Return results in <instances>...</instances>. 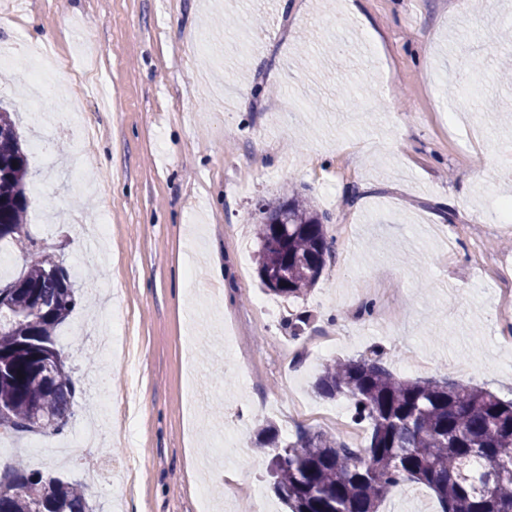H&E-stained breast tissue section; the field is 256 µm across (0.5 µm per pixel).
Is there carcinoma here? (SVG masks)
Masks as SVG:
<instances>
[{
	"label": "carcinoma",
	"mask_w": 512,
	"mask_h": 512,
	"mask_svg": "<svg viewBox=\"0 0 512 512\" xmlns=\"http://www.w3.org/2000/svg\"><path fill=\"white\" fill-rule=\"evenodd\" d=\"M31 176L11 112L0 108V242L17 247L24 271L5 283L0 306V410L5 433L64 431L75 383L54 334L78 299L69 269L49 272L45 252L29 237L25 192ZM256 263L261 283L285 299L305 296L331 255L328 216L298 194L259 207ZM315 390L345 397L355 423L371 429L366 448L336 435L299 429L280 438L266 421L257 443L269 451L268 477L287 512H378L392 488L409 481L431 489L441 512H512V400L471 383L395 376L379 359H332ZM0 512H93L81 483L30 470L22 463L0 475Z\"/></svg>",
	"instance_id": "cac0c4a2"
}]
</instances>
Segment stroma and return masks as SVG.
I'll return each instance as SVG.
<instances>
[{
    "label": "stroma",
    "instance_id": "1",
    "mask_svg": "<svg viewBox=\"0 0 512 512\" xmlns=\"http://www.w3.org/2000/svg\"><path fill=\"white\" fill-rule=\"evenodd\" d=\"M0 0V104L30 158L28 229L66 265L78 305L57 332L76 382L59 439L67 463L33 461L13 434L0 463L24 460L96 487L94 512H199L196 483L231 479L223 512L250 500L282 512L255 432L288 405L351 412L318 396L328 358L380 351L401 378L483 385L512 399V324L497 314L512 279V223L474 239L512 195V0ZM44 112L18 78L43 44ZM477 58L468 84L454 85ZM263 81L247 109L238 99ZM57 145L43 155L38 142ZM296 192L329 216L331 258L308 294L254 322L264 300L254 253L259 202ZM228 273L210 275V258ZM310 316L301 337L289 318ZM316 336L336 340L330 353ZM131 415L73 445L100 391ZM379 512H440L405 483Z\"/></svg>",
    "mask_w": 512,
    "mask_h": 512
}]
</instances>
